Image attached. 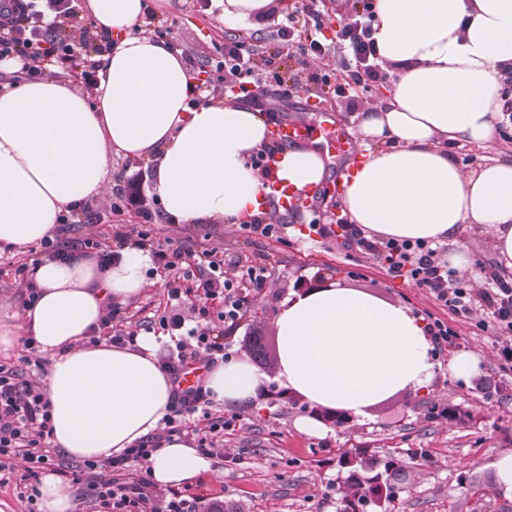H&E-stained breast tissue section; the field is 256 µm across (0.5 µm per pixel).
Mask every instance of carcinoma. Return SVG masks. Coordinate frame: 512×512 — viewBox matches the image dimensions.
<instances>
[{
	"label": "carcinoma",
	"instance_id": "1",
	"mask_svg": "<svg viewBox=\"0 0 512 512\" xmlns=\"http://www.w3.org/2000/svg\"><path fill=\"white\" fill-rule=\"evenodd\" d=\"M429 417H448L450 422H463L467 412L453 406L440 408L432 406ZM347 468L342 485L340 512H358V505L365 500L372 501L378 512H387L385 504L392 502L397 493L404 489L406 474L403 461L393 454L377 455L366 448H355L339 458Z\"/></svg>",
	"mask_w": 512,
	"mask_h": 512
}]
</instances>
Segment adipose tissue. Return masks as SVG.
Returning a JSON list of instances; mask_svg holds the SVG:
<instances>
[{
	"instance_id": "ef3b65f1",
	"label": "adipose tissue",
	"mask_w": 512,
	"mask_h": 512,
	"mask_svg": "<svg viewBox=\"0 0 512 512\" xmlns=\"http://www.w3.org/2000/svg\"><path fill=\"white\" fill-rule=\"evenodd\" d=\"M379 63L395 75L387 96L358 113L361 161L342 173L351 223L381 237L448 242L451 267L470 266L457 242L479 228L512 277V155L463 167L453 142L490 145L504 121L500 69L512 64V0H373ZM224 21L262 24L275 0H212ZM109 31L98 84L79 91L53 77L0 88V250L23 252L52 237L58 214L101 197L119 154L154 161V191L185 224H240L272 212L270 186L298 195L319 187L327 164L298 143L279 151L270 175L251 164L269 141L264 114L235 104L189 108L194 82L167 43L137 33L145 0H87ZM147 249L127 245L96 257L41 259L36 295L23 310L0 296V351L33 338L46 360L51 443L68 457L107 461L154 435L172 399L156 337L135 346L91 342L115 303L149 285ZM272 375L243 360L213 368L216 404H237L275 381L313 406L363 419L396 395L424 389L436 363L425 324L403 305L330 284L285 298L274 316ZM157 489L181 488L211 460L179 437L149 459Z\"/></svg>"
}]
</instances>
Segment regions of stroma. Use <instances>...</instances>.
<instances>
[{"instance_id": "1", "label": "stroma", "mask_w": 512, "mask_h": 512, "mask_svg": "<svg viewBox=\"0 0 512 512\" xmlns=\"http://www.w3.org/2000/svg\"><path fill=\"white\" fill-rule=\"evenodd\" d=\"M165 14L174 21L175 37L202 56L209 54L212 42L242 32L214 12L173 5ZM392 79L390 72H382L380 80L356 88L348 98L314 88L300 90L284 104L279 120L305 123L315 138H351L357 112L373 107ZM347 160L344 154L333 156L324 188L286 207L279 239L250 238L225 224L150 225L153 239L170 238L199 253L223 252L225 270L236 273L249 264L265 267L264 290L250 294L238 326L224 334L231 359L252 360V337L269 342L275 338L273 316L279 301L314 286L337 282L400 303L420 317L433 311L424 291L405 286L372 265L359 248L310 232L312 219L327 224L342 212L335 186ZM167 303L163 278H154L142 295L122 304L118 329L145 334ZM449 324L459 338L437 353L439 367L426 389L376 405L363 422L329 425L323 436L298 429V421L313 417L314 409L279 388L257 393L248 406L237 410L229 405L210 407L211 417L237 412L242 420L224 432L229 458L214 459L213 472L186 487V496L237 512H337V490L344 475L338 458L344 451L366 448L383 455L413 449L426 459L408 466L406 488L388 504V512H512V499L493 486L496 451L512 449V373L499 370L489 333L454 318ZM460 350L472 351L482 360L480 374L467 383L448 368L449 359ZM435 404L458 406L468 417L461 424L429 418L428 410Z\"/></svg>"}]
</instances>
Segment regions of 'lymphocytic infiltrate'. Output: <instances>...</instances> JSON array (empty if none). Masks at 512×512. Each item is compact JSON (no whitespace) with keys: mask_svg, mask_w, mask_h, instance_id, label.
<instances>
[{"mask_svg":"<svg viewBox=\"0 0 512 512\" xmlns=\"http://www.w3.org/2000/svg\"><path fill=\"white\" fill-rule=\"evenodd\" d=\"M373 19V0H359L358 7L340 27L336 44L330 46L317 37L325 21L322 0H298L294 14L279 23L271 40L235 37L214 43L213 49L221 58L222 75L218 81L225 91L234 92L236 101L258 107L274 123L278 120L280 102L288 100L294 92L273 66L274 57L282 54L303 62L308 57L338 50L346 55V80L340 82L318 71L309 73L307 80L320 89L346 95L362 82H373L379 77ZM110 47L108 36L81 16L77 0H0V60L21 61L16 80L77 75L84 86H93L97 58ZM110 210L115 215L134 214L140 224L136 235L143 242L149 239L148 225L167 218L157 197L147 195L141 170L129 166L123 169L112 190ZM318 232L324 237L338 232L343 239L356 241L389 275L402 279L409 287L424 290L435 307L492 333L500 369L512 371L511 280L485 266L480 269V280L461 276L448 264L446 245L390 237L369 240L341 216L337 217L335 227L322 226ZM152 256L156 268L167 277V297L172 303L157 323L176 339L161 359L176 400L174 409L165 417L167 434L194 436L199 452L213 456L225 430L235 427L238 417L223 416L199 425L194 416L206 391L200 385L190 391L182 390L180 375L190 364L207 366L223 357L224 345L212 336L210 323H234L241 319L248 302L240 289L241 282L259 289L265 277L253 267L247 268L242 277H226L224 260L217 252L197 255L170 239L158 243ZM187 295L196 300L199 321L191 329L186 328L178 307ZM51 430L45 386L17 368L0 364V471L5 470L6 459L19 456L25 460L27 476L32 480L46 469L75 483L97 478L95 462L75 470L60 464L47 444ZM159 445L158 439L150 437L107 461L112 472L127 476L126 481L111 480L100 486V498L111 504L114 512H196V499L186 498L177 490L170 491L164 505H157L148 463Z\"/></svg>","mask_w":512,"mask_h":512,"instance_id":"f902f5d3","label":"lymphocytic infiltrate"}]
</instances>
